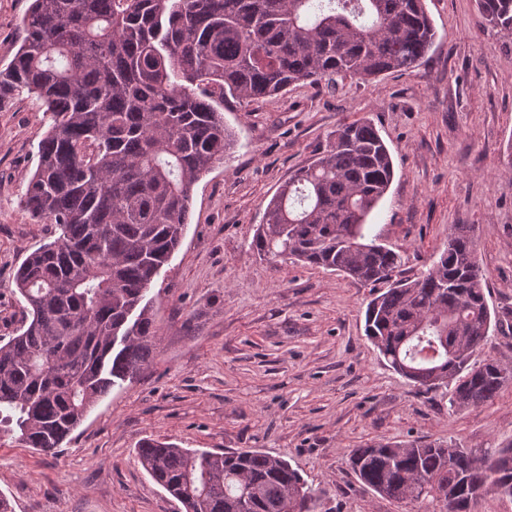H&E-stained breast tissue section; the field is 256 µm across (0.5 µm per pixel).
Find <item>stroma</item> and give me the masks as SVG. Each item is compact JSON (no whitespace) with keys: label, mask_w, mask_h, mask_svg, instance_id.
Wrapping results in <instances>:
<instances>
[{"label":"stroma","mask_w":512,"mask_h":512,"mask_svg":"<svg viewBox=\"0 0 512 512\" xmlns=\"http://www.w3.org/2000/svg\"><path fill=\"white\" fill-rule=\"evenodd\" d=\"M30 4L0 0L1 67ZM426 5L437 38L415 69L225 100L236 146L194 185L182 244L146 296L160 328L151 364L113 387L55 451L0 444V493L14 512H184L136 463L146 437L262 449L328 489L333 512H397L349 467L351 449L367 441L453 440L477 451L512 442V382L491 403L452 411L447 389H419L367 339L372 286L272 263L252 245L288 178L337 126L365 117L393 160L370 222L401 254L400 278L420 276L452 226L469 224L489 307L512 309V52L476 0ZM47 128L34 95L0 111V338L22 318L17 268L54 238L20 203Z\"/></svg>","instance_id":"stroma-1"}]
</instances>
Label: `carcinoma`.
Segmentation results:
<instances>
[{
  "label": "carcinoma",
  "instance_id": "obj_1",
  "mask_svg": "<svg viewBox=\"0 0 512 512\" xmlns=\"http://www.w3.org/2000/svg\"><path fill=\"white\" fill-rule=\"evenodd\" d=\"M478 6L512 37V0ZM22 28L0 67V111L25 91L42 102L49 128L21 204L58 237L15 273L25 306L0 343V441L51 452L152 359L160 331L143 300L182 243L193 185L235 146L224 99L408 71L436 32L426 0H32ZM393 176L371 121L344 123L269 201L252 245L273 263L388 285L367 306L365 332L390 367L427 391L451 388L454 409L488 404L512 366L474 360L500 318L472 228L456 225L423 275L395 279L401 256L367 223ZM135 457L185 512H333L327 489L256 448L148 437ZM349 463L401 512L512 499V442L479 455L452 440H372Z\"/></svg>",
  "mask_w": 512,
  "mask_h": 512
}]
</instances>
